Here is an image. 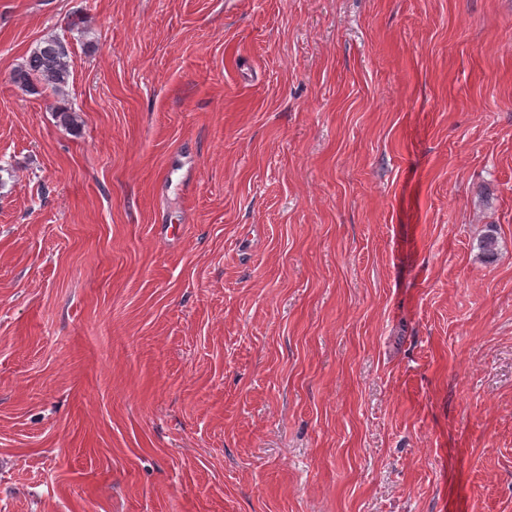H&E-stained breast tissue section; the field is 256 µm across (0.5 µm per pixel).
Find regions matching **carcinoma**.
<instances>
[{
  "label": "carcinoma",
  "instance_id": "1",
  "mask_svg": "<svg viewBox=\"0 0 512 512\" xmlns=\"http://www.w3.org/2000/svg\"><path fill=\"white\" fill-rule=\"evenodd\" d=\"M55 36L42 39L25 62L15 69L13 82L22 89L41 87L55 95L64 93L71 77L69 51L61 48ZM478 248L486 261L497 259L496 237L488 230L479 241Z\"/></svg>",
  "mask_w": 512,
  "mask_h": 512
}]
</instances>
